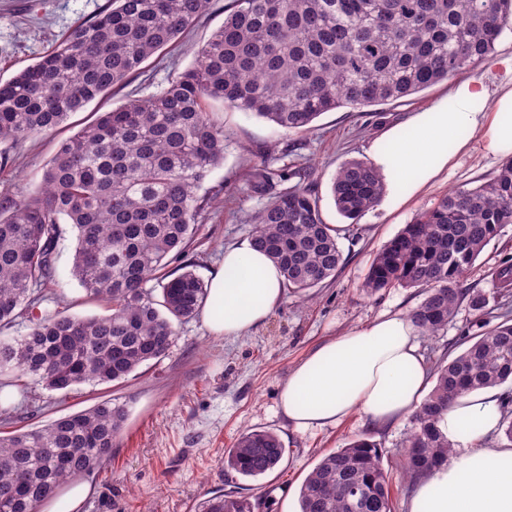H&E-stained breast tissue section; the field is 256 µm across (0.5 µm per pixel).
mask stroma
I'll use <instances>...</instances> for the list:
<instances>
[{
  "mask_svg": "<svg viewBox=\"0 0 512 512\" xmlns=\"http://www.w3.org/2000/svg\"><path fill=\"white\" fill-rule=\"evenodd\" d=\"M229 2L211 0L189 30L148 60L124 88L90 102L56 129L28 139L13 163L0 169V191L24 196L36 190L58 143L92 121L95 113L147 98L166 86L172 75L192 67L202 45L223 26ZM106 5L107 0H0V82L35 63L68 29L93 20ZM450 87L444 81L373 112H326L302 133L220 109L224 162L207 184L223 185L224 201L200 222L190 245L188 257L196 274L209 281L223 261L225 247L250 239L251 218L267 202L266 196L253 192L252 174L304 164L313 170L324 221L345 226L338 240L343 263L334 278L315 289L313 300L285 293L278 308L244 336L212 335L199 316L177 325L169 352L142 365L125 381L81 384L66 392L39 385L0 390L15 407L18 426L27 428L102 401L124 407L126 418L111 456L83 477L91 491L79 512H198L199 504L218 491L249 497L254 512H299V490L309 473L325 455L358 437L383 449V465L392 478V510L408 512L416 482L400 467V448L412 428L410 420L374 425L355 414L335 426L299 431L281 413L278 397L289 371L330 338L381 315H407L417 307L422 297L413 288L363 292L373 254L448 190L474 186L498 169V162L476 152L458 158L447 175L408 204L382 199L355 224L344 223L337 213L330 184L338 168L353 159H367L370 144L384 130L440 100ZM74 247V232L65 230L57 247L54 289L59 307L79 317L103 315L105 306L87 299L71 276ZM511 257L512 224H507L463 279L462 288L497 304L494 271L502 259ZM477 318L464 306L439 335L420 336L429 365L454 357ZM252 430L280 436L285 447L281 463L258 479L226 473L225 451Z\"/></svg>",
  "mask_w": 512,
  "mask_h": 512,
  "instance_id": "35a3bbf8",
  "label": "stroma"
}]
</instances>
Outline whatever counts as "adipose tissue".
<instances>
[{
	"label": "adipose tissue",
	"mask_w": 512,
	"mask_h": 512,
	"mask_svg": "<svg viewBox=\"0 0 512 512\" xmlns=\"http://www.w3.org/2000/svg\"><path fill=\"white\" fill-rule=\"evenodd\" d=\"M496 87L457 83L446 97L411 113L369 150L390 197L404 205L433 186L457 157L479 152L512 159V58ZM280 269L251 241L226 248L208 284L202 318L213 335L239 337L282 302ZM430 370L409 316H383L323 343L288 374L279 407L298 430L334 425L359 413L377 424L411 415ZM501 422L500 392L459 398L436 422L447 458L418 482L408 512H512V445L487 447Z\"/></svg>",
	"instance_id": "1"
}]
</instances>
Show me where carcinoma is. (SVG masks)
Instances as JSON below:
<instances>
[{
  "instance_id": "cac0c4a2",
  "label": "carcinoma",
  "mask_w": 512,
  "mask_h": 512,
  "mask_svg": "<svg viewBox=\"0 0 512 512\" xmlns=\"http://www.w3.org/2000/svg\"><path fill=\"white\" fill-rule=\"evenodd\" d=\"M210 0H108L92 21L70 28L32 65L0 83V157L114 88L175 42ZM224 25L197 63L142 100L102 112L60 142L41 185L16 198L0 195V326L30 316L28 331L0 337V374L18 373L49 390L123 381L171 348L175 325L194 318L207 296L185 258L199 220L224 186L199 194L224 162L217 105L248 112L290 132H307L321 114L361 112L422 92L488 59L512 21V0H231ZM296 185L269 198L253 217L251 241L282 269L289 291L310 298L336 275L342 252L322 218L312 171L266 170ZM384 183L364 160L336 172V211L356 221L381 201ZM512 223V159L470 188L420 211L373 254L363 288H418L410 313L436 336L462 304L486 313L484 295L460 280ZM76 232L71 275L104 304V316L63 311L33 316L57 300L56 248L62 225ZM157 282L160 295L146 287ZM512 288V259L495 272ZM480 322L467 346L435 371L436 382L412 416L402 469L423 476L448 457L438 417L460 397L512 381V311ZM125 410L109 401L41 428L0 434V512H37L58 488L93 471L112 453ZM285 448L270 431L242 434L224 469L257 479L275 470ZM383 449L358 439L324 456L303 482L300 512H392ZM200 512H252V504L216 492Z\"/></svg>"
}]
</instances>
